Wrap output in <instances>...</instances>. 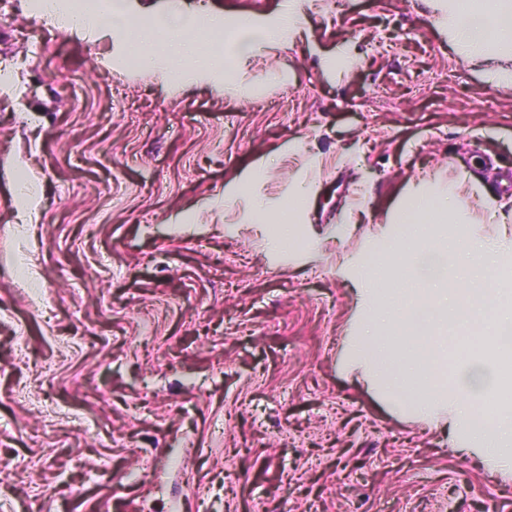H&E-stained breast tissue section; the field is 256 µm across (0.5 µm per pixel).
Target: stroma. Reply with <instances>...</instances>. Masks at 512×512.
I'll list each match as a JSON object with an SVG mask.
<instances>
[{
	"mask_svg": "<svg viewBox=\"0 0 512 512\" xmlns=\"http://www.w3.org/2000/svg\"><path fill=\"white\" fill-rule=\"evenodd\" d=\"M275 22L283 0H123ZM0 0V512H512L464 425L420 422L348 356L373 310L463 276L421 263L512 233V84L422 0H302L235 87L133 67L114 31ZM81 76L70 111L65 75ZM46 208L20 217L17 183ZM56 284L28 303L29 262ZM96 335H89V328Z\"/></svg>",
	"mask_w": 512,
	"mask_h": 512,
	"instance_id": "35a3bbf8",
	"label": "stroma"
}]
</instances>
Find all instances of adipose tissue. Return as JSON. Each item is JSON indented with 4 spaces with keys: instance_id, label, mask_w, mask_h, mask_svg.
Masks as SVG:
<instances>
[{
    "instance_id": "obj_1",
    "label": "adipose tissue",
    "mask_w": 512,
    "mask_h": 512,
    "mask_svg": "<svg viewBox=\"0 0 512 512\" xmlns=\"http://www.w3.org/2000/svg\"><path fill=\"white\" fill-rule=\"evenodd\" d=\"M441 19V28L452 47L471 63H480L491 48L512 51V0H481L478 8H465L461 0H429ZM45 13L58 19L61 27L82 34L120 25L127 32H140L144 42L155 50L142 58L145 67L168 75L175 66L194 61V36L211 35L215 42L232 40L236 46L233 61H225L215 54L198 69L205 74L231 73L233 63H244L250 47L257 42L277 47L296 30L299 15L295 5L288 7L273 24L254 19L237 23L228 29L226 21L207 12L185 15L168 14L159 24L137 30L138 15L119 9L117 15L99 16L70 11L65 0H45ZM490 248L464 249L457 263L467 282L457 291L434 289L428 300L414 301L403 320L415 331L428 350V388L439 394L448 389L443 370L442 349L446 342L439 328L467 326L471 332L465 351V363L459 373L463 378L464 394L447 407L451 420L465 422L469 427L473 446L483 449L485 459L503 472H512V405L504 402L505 377L502 367L488 358V351L504 353L512 350V308L503 309L487 287L495 271ZM366 360V372L382 377L385 388L393 396L406 397L404 371L384 369L386 348L378 336H363L358 340Z\"/></svg>"
}]
</instances>
